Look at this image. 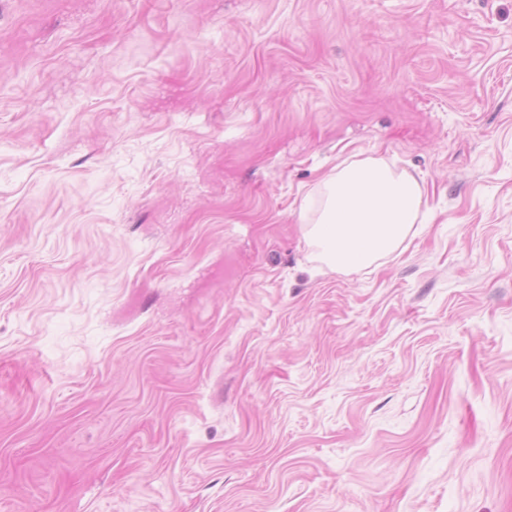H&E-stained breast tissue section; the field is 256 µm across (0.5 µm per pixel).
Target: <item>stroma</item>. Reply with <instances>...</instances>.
<instances>
[{"label": "stroma", "mask_w": 512, "mask_h": 512, "mask_svg": "<svg viewBox=\"0 0 512 512\" xmlns=\"http://www.w3.org/2000/svg\"><path fill=\"white\" fill-rule=\"evenodd\" d=\"M0 512H512V0H0ZM306 238L333 270L360 269L394 253L428 213L425 189L375 158L345 160L323 181Z\"/></svg>", "instance_id": "obj_1"}]
</instances>
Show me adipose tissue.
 <instances>
[{"instance_id":"adipose-tissue-1","label":"adipose tissue","mask_w":512,"mask_h":512,"mask_svg":"<svg viewBox=\"0 0 512 512\" xmlns=\"http://www.w3.org/2000/svg\"><path fill=\"white\" fill-rule=\"evenodd\" d=\"M306 238L335 270L360 269L394 253L428 212L420 183L375 158L347 160L323 182Z\"/></svg>"}]
</instances>
